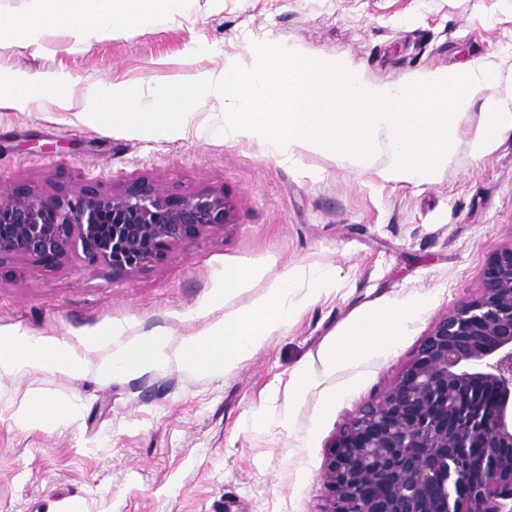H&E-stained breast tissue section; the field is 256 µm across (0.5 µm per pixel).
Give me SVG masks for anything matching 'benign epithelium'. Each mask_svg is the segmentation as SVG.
Returning <instances> with one entry per match:
<instances>
[{
	"instance_id": "1",
	"label": "benign epithelium",
	"mask_w": 512,
	"mask_h": 512,
	"mask_svg": "<svg viewBox=\"0 0 512 512\" xmlns=\"http://www.w3.org/2000/svg\"><path fill=\"white\" fill-rule=\"evenodd\" d=\"M234 223L224 194L146 181L0 193V265L72 256L122 277ZM319 512H506L512 502V247L478 294L442 316L398 376L330 446Z\"/></svg>"
}]
</instances>
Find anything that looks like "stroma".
<instances>
[{
  "instance_id": "stroma-1",
  "label": "stroma",
  "mask_w": 512,
  "mask_h": 512,
  "mask_svg": "<svg viewBox=\"0 0 512 512\" xmlns=\"http://www.w3.org/2000/svg\"><path fill=\"white\" fill-rule=\"evenodd\" d=\"M256 42L344 58L368 83L406 84L480 62L512 89V0H190L153 31L80 43L61 20L40 50L0 41V78L56 71L72 84L69 103L0 109V189L51 193L91 182L108 194L145 180L175 194L221 193L234 206L227 229L125 277L77 257L0 266V342H58L86 361L78 376L0 375V512H318L334 439L435 323L477 294L487 259L512 246V134L480 161L459 149L434 182L393 183L374 166L314 153L288 163L258 143L226 142L213 133L224 107L212 97L174 137L107 130L81 110L101 82L146 95L171 75L217 71L228 59L252 67ZM229 264L268 275L227 300L228 312L296 266L335 269L336 286L232 374L173 363L97 377L106 350L91 335L117 325L127 340L162 333L180 344L217 320L202 307ZM409 294L425 297L426 311L392 354L321 373L332 336L364 309ZM302 367L313 381L295 402L290 382ZM344 386L348 394L325 408ZM34 396L66 405L69 418L24 422ZM257 413L265 419L255 427Z\"/></svg>"
}]
</instances>
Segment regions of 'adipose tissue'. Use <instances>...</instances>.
<instances>
[{
  "label": "adipose tissue",
  "instance_id": "adipose-tissue-1",
  "mask_svg": "<svg viewBox=\"0 0 512 512\" xmlns=\"http://www.w3.org/2000/svg\"><path fill=\"white\" fill-rule=\"evenodd\" d=\"M188 0H27L24 11L0 13V39L41 48L45 32L56 20L69 23L75 40H106L130 28L154 30L165 26L183 12ZM70 79L60 72H18L11 76L7 90H0V108L25 109L39 97L60 98ZM263 267L229 265L219 276V285L207 304L222 307L230 297L262 277ZM424 309L417 297L388 301L370 308L343 332L333 336L323 348L320 363L324 372L360 361L388 356L405 335L409 324ZM29 370H51L78 375L84 372L83 359L60 344H32L17 341L0 346V373L16 375Z\"/></svg>",
  "mask_w": 512,
  "mask_h": 512
}]
</instances>
